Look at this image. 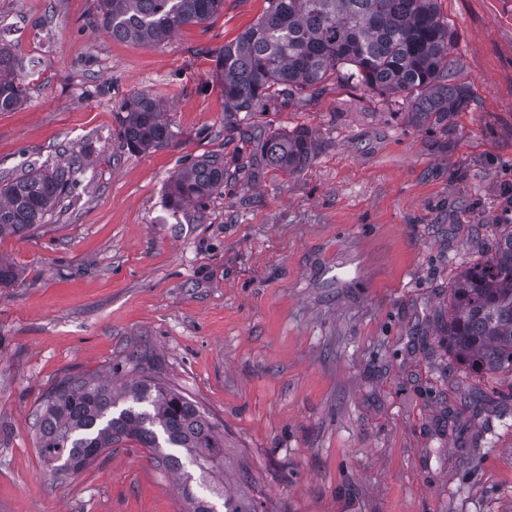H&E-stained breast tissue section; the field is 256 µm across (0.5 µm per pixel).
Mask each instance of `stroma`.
I'll list each match as a JSON object with an SVG mask.
<instances>
[{"label":"stroma","mask_w":512,"mask_h":512,"mask_svg":"<svg viewBox=\"0 0 512 512\" xmlns=\"http://www.w3.org/2000/svg\"><path fill=\"white\" fill-rule=\"evenodd\" d=\"M265 0H224L144 46L112 40L92 0H0L27 99L0 112V174L78 160V185L34 236L0 238V512H184L173 475L126 441L58 478L36 447L39 397L132 355L224 429L267 512H512V374L459 365L439 333L456 274L512 222V0H438L452 83L447 130L399 96L328 81L225 117L216 52ZM170 110L174 137L123 148V106ZM309 130L294 175L260 154ZM230 173L203 218L165 191L197 156ZM479 392L506 401L475 412Z\"/></svg>","instance_id":"stroma-1"}]
</instances>
